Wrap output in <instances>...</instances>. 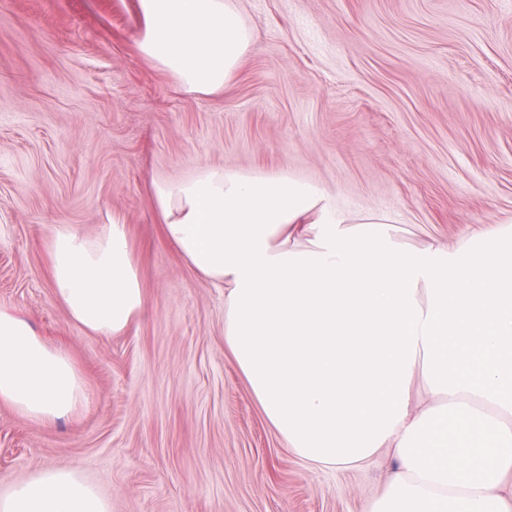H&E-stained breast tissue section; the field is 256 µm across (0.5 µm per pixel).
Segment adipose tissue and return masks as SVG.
Here are the masks:
<instances>
[{
	"label": "adipose tissue",
	"instance_id": "obj_1",
	"mask_svg": "<svg viewBox=\"0 0 512 512\" xmlns=\"http://www.w3.org/2000/svg\"><path fill=\"white\" fill-rule=\"evenodd\" d=\"M139 49L188 91L223 90L253 47L235 0H137ZM165 239L227 287L224 343L288 448L321 469L390 449L394 469L367 512H512V225L454 242H402L385 214L345 216L282 172L208 167L157 181ZM55 296L104 335L145 294L126 226L49 239ZM85 399L81 373L31 322L0 305V403L50 425ZM0 512H109L70 469L0 497Z\"/></svg>",
	"mask_w": 512,
	"mask_h": 512
}]
</instances>
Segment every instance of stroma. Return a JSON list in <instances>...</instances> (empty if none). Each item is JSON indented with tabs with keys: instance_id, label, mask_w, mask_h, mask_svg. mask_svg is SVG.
<instances>
[{
	"instance_id": "stroma-1",
	"label": "stroma",
	"mask_w": 512,
	"mask_h": 512,
	"mask_svg": "<svg viewBox=\"0 0 512 512\" xmlns=\"http://www.w3.org/2000/svg\"><path fill=\"white\" fill-rule=\"evenodd\" d=\"M254 47L215 94L137 48L136 0H0V304L79 364L45 426L0 404V496L52 468L112 512H366L394 460L317 469L265 419L224 344V290L161 236L152 183L284 172L411 245L512 219V0H237ZM126 226L146 307L119 335L71 321L61 224Z\"/></svg>"
}]
</instances>
